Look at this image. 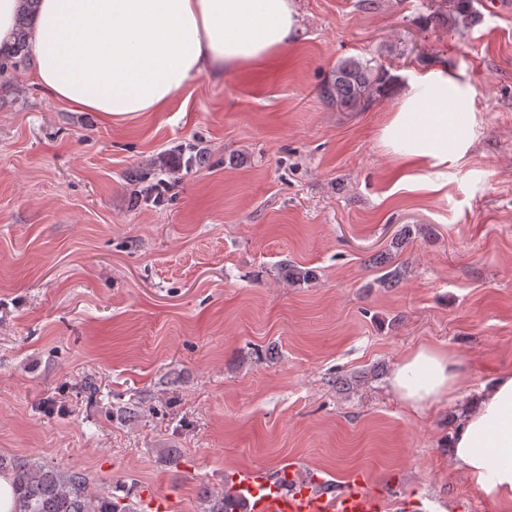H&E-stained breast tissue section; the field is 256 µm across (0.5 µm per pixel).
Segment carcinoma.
<instances>
[{"instance_id": "cac0c4a2", "label": "carcinoma", "mask_w": 512, "mask_h": 512, "mask_svg": "<svg viewBox=\"0 0 512 512\" xmlns=\"http://www.w3.org/2000/svg\"><path fill=\"white\" fill-rule=\"evenodd\" d=\"M31 35V19L23 13L18 17L14 46L0 52V83L7 82L9 75L25 65L28 58V41ZM383 90L381 70L369 62L348 58L336 66L334 78L321 88L323 97L340 105L354 104L361 100L370 102ZM198 158H184L180 151L157 155L150 161L153 170L178 171ZM283 277L290 283H309L315 280L310 269L286 264ZM0 474L11 477L15 498V512H136L120 499L93 491L86 475L80 471L64 469L47 462L20 460L0 456Z\"/></svg>"}]
</instances>
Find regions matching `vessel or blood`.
<instances>
[{"mask_svg": "<svg viewBox=\"0 0 512 512\" xmlns=\"http://www.w3.org/2000/svg\"><path fill=\"white\" fill-rule=\"evenodd\" d=\"M296 462H286L280 475L262 467L229 474L227 495L245 512H385L387 498L360 478L339 486L319 477L297 480Z\"/></svg>", "mask_w": 512, "mask_h": 512, "instance_id": "obj_1", "label": "vessel or blood"}]
</instances>
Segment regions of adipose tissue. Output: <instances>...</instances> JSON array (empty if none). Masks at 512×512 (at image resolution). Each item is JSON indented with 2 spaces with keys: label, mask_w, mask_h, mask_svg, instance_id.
Wrapping results in <instances>:
<instances>
[{
  "label": "adipose tissue",
  "mask_w": 512,
  "mask_h": 512,
  "mask_svg": "<svg viewBox=\"0 0 512 512\" xmlns=\"http://www.w3.org/2000/svg\"><path fill=\"white\" fill-rule=\"evenodd\" d=\"M298 28L294 0H39L29 52L54 100L123 120L162 111L203 75L267 64ZM474 99L449 68L411 73L380 142L422 168L458 161L479 136ZM388 385L422 412L458 400L462 370L454 355L422 345L395 365ZM448 455L466 480L512 503V369L463 412Z\"/></svg>",
  "instance_id": "obj_1"
}]
</instances>
